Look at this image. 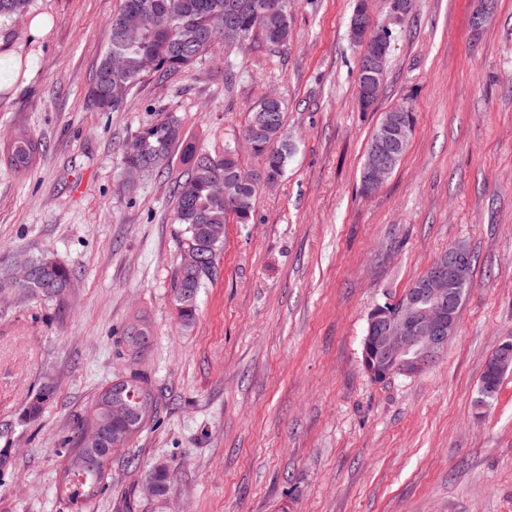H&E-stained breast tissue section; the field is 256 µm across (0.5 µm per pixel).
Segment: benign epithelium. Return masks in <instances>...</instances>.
<instances>
[{"label":"benign epithelium","instance_id":"1","mask_svg":"<svg viewBox=\"0 0 512 512\" xmlns=\"http://www.w3.org/2000/svg\"><path fill=\"white\" fill-rule=\"evenodd\" d=\"M387 32L389 29L376 26L370 16H359L349 37L371 46L374 54L389 43ZM397 151V129L388 122L378 132L374 149L366 153L363 168L369 187L381 185L391 174ZM467 266V253L451 246L448 257L439 258L429 268L415 296L388 298L380 310L368 313L363 368L370 377L389 378L406 363L408 374H418L447 348L457 325L454 288L463 281Z\"/></svg>","mask_w":512,"mask_h":512}]
</instances>
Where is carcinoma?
Here are the masks:
<instances>
[{"mask_svg": "<svg viewBox=\"0 0 512 512\" xmlns=\"http://www.w3.org/2000/svg\"><path fill=\"white\" fill-rule=\"evenodd\" d=\"M29 0H0V16L12 17L25 13ZM290 0H121L118 13L112 17L107 46L89 88V100L101 111L117 112L122 109L131 89L145 76L141 71L144 57L156 58L155 72L166 74L190 69L212 49V40L239 41L259 33L271 45L284 46L290 38ZM164 13L172 17L171 26L155 29L149 22L128 24L123 18L133 12ZM285 100L268 104L259 102L249 112L242 133L251 136L255 144L254 155L266 167L284 174L288 164V135L285 129ZM400 120L405 141L397 153L393 168H398L406 154L412 137L417 113L408 102L383 113ZM180 122L168 115L141 127L123 149V166L131 178L150 175L169 166L176 146L184 142ZM41 152V144L24 131L16 132L4 143L0 160L16 171H28ZM182 160L187 165L185 180L177 185L176 222L183 225V247L206 236L207 229L216 225L254 223L253 199L259 188L252 173L242 169L231 144L213 152H199L191 144L185 146ZM224 234L210 241L208 250L201 253L199 266L190 272L175 268L172 290L180 322L184 326L194 323L197 311V293L203 285L217 275V257L223 247ZM36 267L32 281L21 295L61 304L65 295L74 288L72 271L56 260L43 255L32 256ZM131 392L124 395L133 408L151 401L150 417H155L159 400L145 374L135 370L126 373ZM503 375L483 372L480 395L484 402L495 398ZM107 388H102L95 400L89 420L79 421L69 441L76 448L85 444L89 423L97 422L104 430L103 454L99 470H78L68 460L58 482L57 492L71 505L80 506L86 499L103 489L108 476L111 457L107 455L110 443H131L126 425L116 417L103 413L101 404ZM56 390L39 388L37 397L24 408L29 421H37L54 400ZM155 485V497L165 498L171 489V475L163 462L149 470Z\"/></svg>", "mask_w": 512, "mask_h": 512, "instance_id": "obj_1", "label": "carcinoma"}]
</instances>
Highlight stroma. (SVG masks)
<instances>
[{
    "label": "stroma",
    "instance_id": "1",
    "mask_svg": "<svg viewBox=\"0 0 512 512\" xmlns=\"http://www.w3.org/2000/svg\"><path fill=\"white\" fill-rule=\"evenodd\" d=\"M120 3L31 0L0 18V139L24 130L42 144L27 173L0 164V258L47 254L76 278L61 306L0 300V512H71L55 492L60 442L133 368L159 413L80 512H512V372L477 406L488 358L512 339V0L479 29L478 0H413L399 21L367 0L394 35L372 112L357 102L355 0H294L288 45L253 36L237 77L218 44L100 111L88 91ZM270 93L287 103L295 152L254 223L225 225L218 274L183 327L171 283L186 167L177 157L131 185L122 149L169 114L198 149H223ZM402 101L417 113L408 151L363 196L367 142ZM458 243L472 286L447 350L421 374L372 382L368 312ZM135 322L152 339L133 359L119 340ZM48 375L54 402L22 421ZM157 462L173 474L167 498L135 494Z\"/></svg>",
    "mask_w": 512,
    "mask_h": 512
}]
</instances>
